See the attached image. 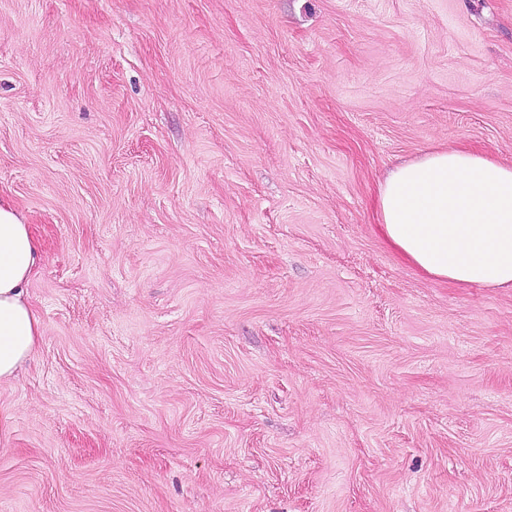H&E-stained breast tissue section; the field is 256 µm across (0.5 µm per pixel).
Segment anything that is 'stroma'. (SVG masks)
I'll list each match as a JSON object with an SVG mask.
<instances>
[{
  "label": "stroma",
  "mask_w": 512,
  "mask_h": 512,
  "mask_svg": "<svg viewBox=\"0 0 512 512\" xmlns=\"http://www.w3.org/2000/svg\"><path fill=\"white\" fill-rule=\"evenodd\" d=\"M453 147L512 165V0H0V512H512V289L376 225ZM42 260L30 224L0 198V382L16 378L41 342L43 326L29 285Z\"/></svg>",
  "instance_id": "1"
}]
</instances>
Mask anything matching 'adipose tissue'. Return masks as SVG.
<instances>
[{
	"label": "adipose tissue",
	"mask_w": 512,
	"mask_h": 512,
	"mask_svg": "<svg viewBox=\"0 0 512 512\" xmlns=\"http://www.w3.org/2000/svg\"><path fill=\"white\" fill-rule=\"evenodd\" d=\"M375 206L386 241L423 275L512 288V165L465 148L434 150L391 170ZM42 260L30 225L0 200V382L16 378L41 342L29 285Z\"/></svg>",
	"instance_id": "obj_1"
}]
</instances>
